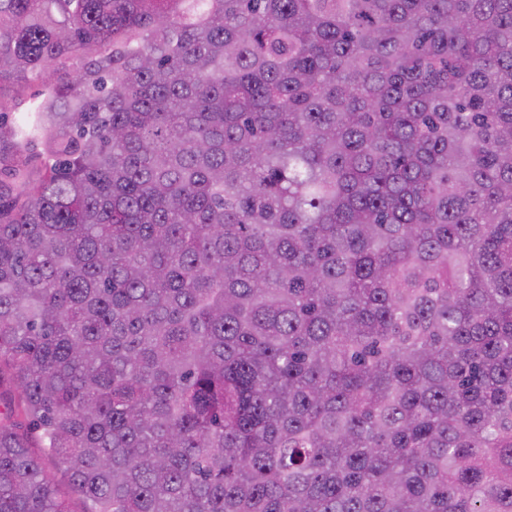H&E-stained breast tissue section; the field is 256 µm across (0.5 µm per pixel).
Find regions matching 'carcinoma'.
I'll return each instance as SVG.
<instances>
[{
	"label": "carcinoma",
	"mask_w": 512,
	"mask_h": 512,
	"mask_svg": "<svg viewBox=\"0 0 512 512\" xmlns=\"http://www.w3.org/2000/svg\"><path fill=\"white\" fill-rule=\"evenodd\" d=\"M30 83L0 512H512V0H0Z\"/></svg>",
	"instance_id": "obj_1"
}]
</instances>
